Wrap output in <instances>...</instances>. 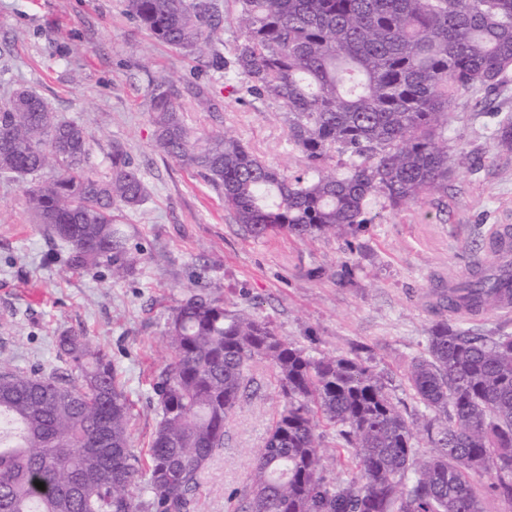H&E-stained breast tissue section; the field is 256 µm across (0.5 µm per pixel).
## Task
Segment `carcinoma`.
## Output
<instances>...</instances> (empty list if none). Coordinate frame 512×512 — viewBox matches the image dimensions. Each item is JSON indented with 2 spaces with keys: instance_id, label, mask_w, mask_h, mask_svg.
<instances>
[{
  "instance_id": "obj_1",
  "label": "carcinoma",
  "mask_w": 512,
  "mask_h": 512,
  "mask_svg": "<svg viewBox=\"0 0 512 512\" xmlns=\"http://www.w3.org/2000/svg\"><path fill=\"white\" fill-rule=\"evenodd\" d=\"M126 14L162 43L206 56L232 13L224 75L278 105L305 171L286 176L239 138H197L182 120L175 82L153 78L147 106L157 147L194 170L254 237L357 238L380 207L402 210L448 195L469 159L448 151V112L481 90L497 145L512 152V116L493 101L512 70V0H124ZM214 107L208 86L187 88ZM90 138L32 90L0 105V173L26 185L27 207L68 265L104 264L122 278L138 263L114 212L147 196L138 170L112 153L91 166ZM56 175L42 179L43 170ZM512 292V264L448 291V311L484 312ZM172 355L152 384L160 419L149 460L132 446V407L108 354L81 333L58 337L68 368L0 370V512H190L200 475L224 447L239 404L268 360L283 398L234 512H484L489 496L512 506V335L488 336L453 318L429 329L404 378L424 407L394 403L367 349L315 357L271 322L224 309L202 289L166 322ZM336 430L324 444L323 428ZM429 451L422 452L418 439ZM348 477L335 475L336 468ZM485 471L481 492L470 480ZM44 483L39 489L35 483ZM139 484V494L130 487Z\"/></svg>"
}]
</instances>
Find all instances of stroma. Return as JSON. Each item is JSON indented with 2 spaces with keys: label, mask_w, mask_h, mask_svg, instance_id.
I'll return each mask as SVG.
<instances>
[{
  "label": "stroma",
  "mask_w": 512,
  "mask_h": 512,
  "mask_svg": "<svg viewBox=\"0 0 512 512\" xmlns=\"http://www.w3.org/2000/svg\"><path fill=\"white\" fill-rule=\"evenodd\" d=\"M152 76L212 87L215 110L184 103L196 135L228 130L285 174L302 172L277 105L229 92L223 69L154 40L123 0H0V104L18 90L36 91L82 125L100 173L109 172L117 145L148 189L121 219L140 262L116 279L107 266L71 271L67 248L35 224L20 183L0 174V364L51 371L63 365L58 336L84 334L110 357L132 403L133 444L146 449L159 421L151 379L172 354L165 323L176 302L202 286L226 308L268 319L312 355L370 347L394 400L414 408L401 374L423 352L443 294L472 261L497 264L484 243L496 225L512 224V153L496 149L493 120L474 97H461L448 114V147L471 162L455 169L447 198L375 209L353 253L333 236L254 238L235 224L200 176L158 149L145 97ZM347 262L359 268L338 281ZM255 378L201 475L194 512H228L282 406L269 362L257 361Z\"/></svg>",
  "instance_id": "1"
}]
</instances>
